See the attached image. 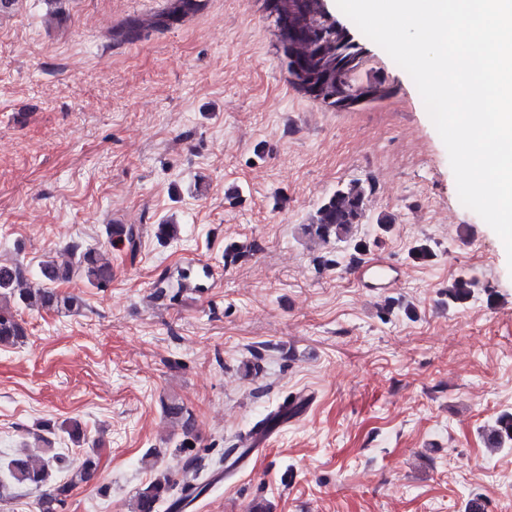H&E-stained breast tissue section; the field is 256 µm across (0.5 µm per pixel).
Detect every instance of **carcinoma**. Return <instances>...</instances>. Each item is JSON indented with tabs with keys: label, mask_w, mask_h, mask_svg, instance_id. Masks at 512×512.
Masks as SVG:
<instances>
[{
	"label": "carcinoma",
	"mask_w": 512,
	"mask_h": 512,
	"mask_svg": "<svg viewBox=\"0 0 512 512\" xmlns=\"http://www.w3.org/2000/svg\"><path fill=\"white\" fill-rule=\"evenodd\" d=\"M367 188L358 181L336 190L318 208L315 223L306 227L307 233L327 243L334 238L348 241L353 231L361 224ZM109 245H123L135 253L140 243V232L133 226L121 227L119 231H108ZM74 278L85 281L94 288H105L112 282V262L106 252L100 249L83 248L77 244L68 247L67 259L58 263L44 262L39 269L42 286L32 288L26 267L19 262H0V346H15L22 343L26 329L13 313L11 305L53 310L70 313L79 309L78 297L65 295L52 288L56 283L69 282ZM153 295L174 300L173 285L166 275L159 276L152 285ZM478 291V282L468 275H460L448 286V305L463 306ZM165 417L181 427L183 439L179 447H188L193 439L194 422L192 414L182 404L172 401L163 405ZM61 431L74 443L85 441V430L80 421L68 419L61 425ZM490 447L495 449L512 447V413L498 415L488 428ZM42 451L38 455L21 453L13 456L3 466L6 479H0V497L16 487H34L42 490L39 496V512H63L73 488L89 480L97 468V455L86 456L82 462L73 464L57 451L55 441L42 435L37 436ZM173 483L166 473L156 476L136 499L135 512H155L157 504L165 500Z\"/></svg>",
	"instance_id": "1"
}]
</instances>
